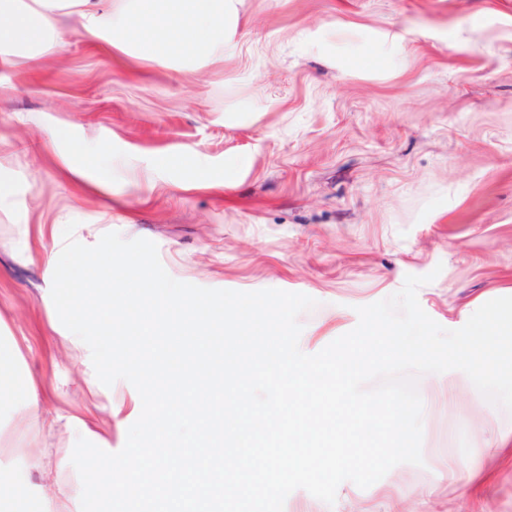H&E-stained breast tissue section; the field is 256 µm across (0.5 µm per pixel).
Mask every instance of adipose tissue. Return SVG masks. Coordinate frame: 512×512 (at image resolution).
I'll return each mask as SVG.
<instances>
[{
    "label": "adipose tissue",
    "instance_id": "adipose-tissue-1",
    "mask_svg": "<svg viewBox=\"0 0 512 512\" xmlns=\"http://www.w3.org/2000/svg\"><path fill=\"white\" fill-rule=\"evenodd\" d=\"M234 0H0V65L38 66L65 55L61 27L76 18L82 36L136 57L166 63L223 54L235 23ZM451 469L466 512L485 492L487 478L477 462L459 459Z\"/></svg>",
    "mask_w": 512,
    "mask_h": 512
}]
</instances>
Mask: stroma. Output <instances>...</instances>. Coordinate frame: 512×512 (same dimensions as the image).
I'll use <instances>...</instances> for the list:
<instances>
[{"mask_svg":"<svg viewBox=\"0 0 512 512\" xmlns=\"http://www.w3.org/2000/svg\"><path fill=\"white\" fill-rule=\"evenodd\" d=\"M237 9L223 57L210 61L161 65L74 35L63 59L0 70V164L14 172L12 204L0 209V338L19 353L0 372V447L18 480L0 512H81L67 418L115 452L127 437L116 417L135 421L136 389L104 386L76 360L49 295L45 256L69 222L87 246L108 232L153 241L182 282L312 297L299 316L307 354L409 275L435 273L418 301L444 327L512 296V0ZM55 126L69 139L52 142ZM75 140L109 147L111 194L62 168ZM243 155L249 166L228 174ZM432 381L418 379L422 465H397L365 489L343 482L331 505L294 490L284 512H386L381 488L408 498L425 485L438 488L433 512H454L457 490L437 458L459 446L490 477L485 512H512V466L491 452L512 411ZM29 384L61 415L53 429L26 430L15 393Z\"/></svg>","mask_w":512,"mask_h":512,"instance_id":"stroma-1","label":"stroma"}]
</instances>
